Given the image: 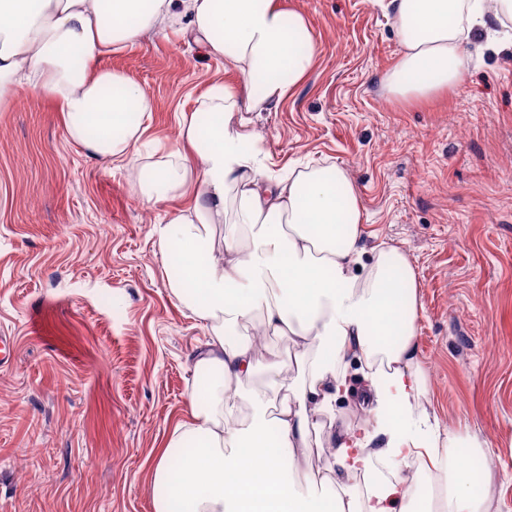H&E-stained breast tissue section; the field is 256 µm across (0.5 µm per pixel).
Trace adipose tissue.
<instances>
[{"instance_id":"ef3b65f1","label":"adipose tissue","mask_w":512,"mask_h":512,"mask_svg":"<svg viewBox=\"0 0 512 512\" xmlns=\"http://www.w3.org/2000/svg\"><path fill=\"white\" fill-rule=\"evenodd\" d=\"M400 53L387 92L429 101L465 69L462 44L488 13L512 16V0H390ZM181 30L235 69L182 113L175 141L134 170L143 200L191 202L156 225L162 257L180 265L167 285L210 332L194 356L189 421L157 459L155 512H426L405 474L427 458L449 488L445 512H479L491 470L474 477L451 458L467 440L440 428L423 404L425 376L415 341L417 274L385 244L363 265L362 208L335 165L270 178L258 164L260 137L234 117L291 95L311 70L318 42L302 13L281 0H0V106L26 87L62 113L72 138L105 159L140 158L154 102L123 73L102 67L116 50ZM226 225L223 241L211 227ZM259 320L289 337L298 369L288 396L270 407L240 387L275 353L231 342L229 331ZM363 385L370 420L323 429V417ZM324 430V469L308 468L311 435ZM390 478L367 491L354 483L373 461Z\"/></svg>"}]
</instances>
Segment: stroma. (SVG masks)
Returning <instances> with one entry per match:
<instances>
[{
  "instance_id": "obj_1",
  "label": "stroma",
  "mask_w": 512,
  "mask_h": 512,
  "mask_svg": "<svg viewBox=\"0 0 512 512\" xmlns=\"http://www.w3.org/2000/svg\"><path fill=\"white\" fill-rule=\"evenodd\" d=\"M319 53L283 102L242 113L280 175L336 165L353 179L364 263L380 242L417 273L424 399L442 428L478 438L462 457L496 473L512 512V24L489 19L459 85L430 104L389 96L400 52L389 0H282ZM155 103L147 144L237 75L177 32L103 56ZM0 109V512H153L156 461L184 416L203 321L167 286L172 261L130 163L89 155L61 113L20 88Z\"/></svg>"
}]
</instances>
